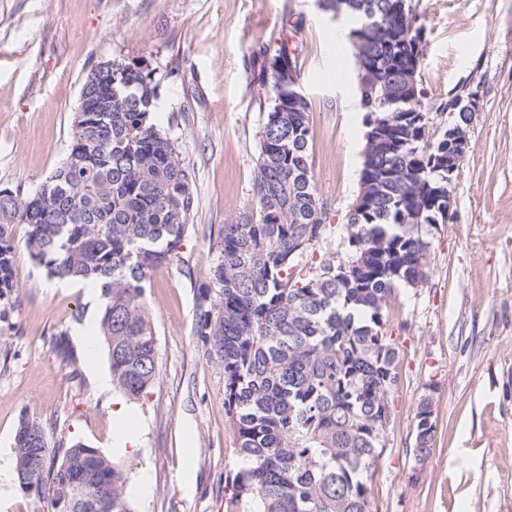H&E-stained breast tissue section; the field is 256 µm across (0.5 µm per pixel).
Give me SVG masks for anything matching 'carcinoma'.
Returning <instances> with one entry per match:
<instances>
[{"instance_id": "carcinoma-1", "label": "carcinoma", "mask_w": 512, "mask_h": 512, "mask_svg": "<svg viewBox=\"0 0 512 512\" xmlns=\"http://www.w3.org/2000/svg\"><path fill=\"white\" fill-rule=\"evenodd\" d=\"M341 2L342 15L373 33L352 42L364 123L360 207L348 213L344 253L303 258L330 231L308 164V102L294 98L281 60L300 73L298 46L283 38L263 50L258 82L271 102L254 185L259 218L241 216L213 239L217 257L197 285L195 336L224 369V409L246 466L232 481L248 512H371V486L387 446L399 350L389 335L395 289L425 278L429 228L448 223V130L424 133L430 116L413 110L407 72L424 26L411 0ZM160 81L140 62L107 61L86 77L69 152L33 190L0 189V313L12 306L13 228L48 277L100 290L99 330L112 385L130 399L153 383L158 353L147 313L155 269L172 261L195 230L193 173L153 121ZM450 126L463 134L466 103L451 98ZM416 405L413 451L429 455L433 393ZM19 485L49 501L81 481L88 512H131L120 464L76 442L52 447L36 419L15 438Z\"/></svg>"}]
</instances>
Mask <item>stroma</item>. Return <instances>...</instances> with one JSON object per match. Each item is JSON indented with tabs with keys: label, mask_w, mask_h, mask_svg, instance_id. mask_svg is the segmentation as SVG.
<instances>
[{
	"label": "stroma",
	"mask_w": 512,
	"mask_h": 512,
	"mask_svg": "<svg viewBox=\"0 0 512 512\" xmlns=\"http://www.w3.org/2000/svg\"><path fill=\"white\" fill-rule=\"evenodd\" d=\"M425 27L419 84L436 109L476 91L483 107L467 129L452 221L431 228L426 277L388 306L400 349L385 454L372 512H512V0H412ZM302 17L298 89L309 104L308 162L327 204L330 233L315 255L346 247L366 144L351 43L318 0H0V189L36 188L68 152L87 73L99 63L145 59L163 78L155 120L195 171L199 232L157 269L147 311L158 350L142 400L99 394L87 368L109 363L103 342L74 334L84 288L48 278L15 225L16 300L0 320V457L14 455L19 422L45 427L50 444L80 441L112 455L113 413L140 417L133 450L117 455L134 512H243L232 480L243 467L224 412V371L195 336L191 268L206 280L216 253L205 227L257 215L254 192L267 92L263 48ZM73 347L76 364L58 352ZM436 433L413 455L414 413L429 381Z\"/></svg>",
	"instance_id": "obj_1"
}]
</instances>
